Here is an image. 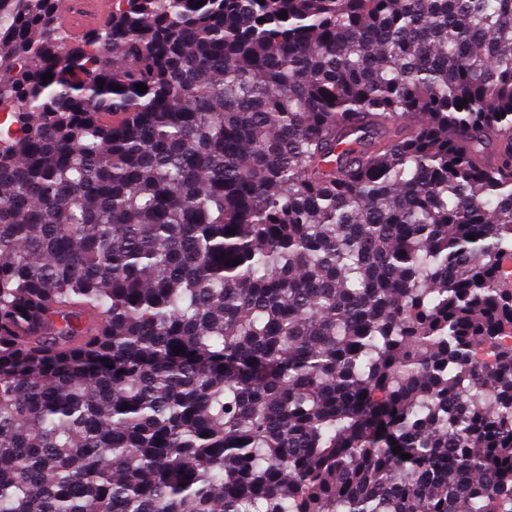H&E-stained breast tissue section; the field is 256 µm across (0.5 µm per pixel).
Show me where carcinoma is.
Returning <instances> with one entry per match:
<instances>
[{"instance_id":"1","label":"carcinoma","mask_w":512,"mask_h":512,"mask_svg":"<svg viewBox=\"0 0 512 512\" xmlns=\"http://www.w3.org/2000/svg\"><path fill=\"white\" fill-rule=\"evenodd\" d=\"M196 2L0 0V512H512V0ZM109 0H75L60 4V18L63 25L75 34L89 27L100 25L109 15Z\"/></svg>"}]
</instances>
